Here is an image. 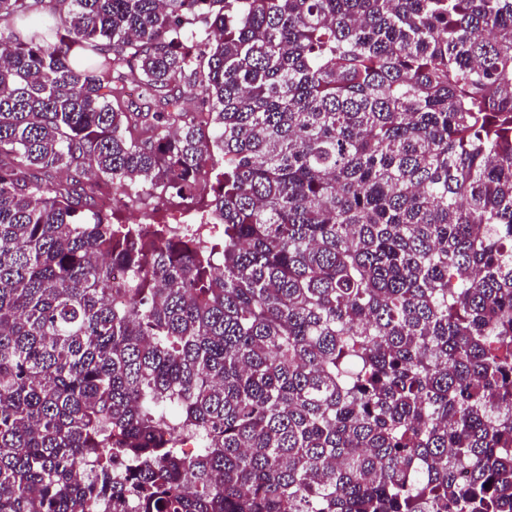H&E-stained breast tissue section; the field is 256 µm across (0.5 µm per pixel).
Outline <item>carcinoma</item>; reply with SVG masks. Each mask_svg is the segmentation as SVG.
I'll use <instances>...</instances> for the list:
<instances>
[{
    "label": "carcinoma",
    "instance_id": "1",
    "mask_svg": "<svg viewBox=\"0 0 512 512\" xmlns=\"http://www.w3.org/2000/svg\"><path fill=\"white\" fill-rule=\"evenodd\" d=\"M42 2L0 0V512H512V0Z\"/></svg>",
    "mask_w": 512,
    "mask_h": 512
}]
</instances>
